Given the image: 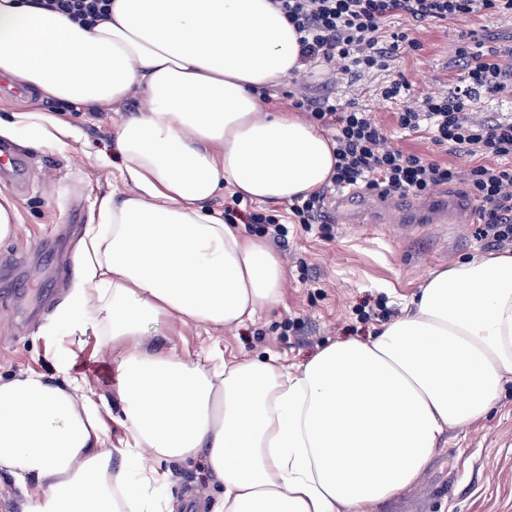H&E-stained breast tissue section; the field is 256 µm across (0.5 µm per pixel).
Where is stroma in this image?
<instances>
[{
  "label": "stroma",
  "instance_id": "stroma-1",
  "mask_svg": "<svg viewBox=\"0 0 512 512\" xmlns=\"http://www.w3.org/2000/svg\"><path fill=\"white\" fill-rule=\"evenodd\" d=\"M476 31L492 37L512 33V18L437 22L414 36L422 50L402 54L388 71L365 72L331 91L338 103L356 102L382 124L392 146L432 156L451 165L465 159L427 136L400 130L398 103L385 100L380 86L406 80L416 96L448 90V60L459 34ZM147 101L133 90L116 107L79 108L42 98L31 89L14 94L0 82V117L20 110L54 112L78 126L80 136L63 148L22 146L29 158L25 186L0 180V195L19 214L15 234L0 242V378L23 372L51 373L57 360L71 359L99 395L111 396L117 382L114 357L103 355L96 337L72 345L52 317L69 292L73 256L79 244L71 226L86 228L98 201L125 191L117 171L116 128ZM288 244L279 255L288 277L279 304L259 311L242 325L205 331L169 321L165 333L185 355L265 358L302 363L329 341L368 338L379 324L357 323L354 312L385 298L402 309L433 270L487 255L473 224L443 230L429 225L415 234L386 224H338L328 221L288 227ZM176 486L173 506L213 501L220 484L195 460L172 463ZM375 512H512V383L500 406L466 430L446 433L422 477L410 488L376 506Z\"/></svg>",
  "mask_w": 512,
  "mask_h": 512
}]
</instances>
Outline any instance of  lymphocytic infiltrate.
<instances>
[{
	"instance_id": "lymphocytic-infiltrate-1",
	"label": "lymphocytic infiltrate",
	"mask_w": 512,
	"mask_h": 512,
	"mask_svg": "<svg viewBox=\"0 0 512 512\" xmlns=\"http://www.w3.org/2000/svg\"><path fill=\"white\" fill-rule=\"evenodd\" d=\"M112 0H37L47 11L93 27L110 20ZM299 35V60L324 69L326 82L339 83L360 70H384L401 46L421 50L412 29L437 21L512 17V0H271ZM408 22L391 31L387 22ZM450 91L403 105L396 123L427 133L432 142L466 157L452 166L389 144L387 131L355 104L301 93L292 102L323 127L336 129V164L331 188L364 187L382 194L424 196L435 187L464 184L480 203L478 235L489 247H512V117L490 112L475 117L478 96L512 92V46L498 48L460 36L448 61Z\"/></svg>"
}]
</instances>
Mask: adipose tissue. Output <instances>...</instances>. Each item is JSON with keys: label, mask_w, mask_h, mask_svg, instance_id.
I'll use <instances>...</instances> for the list:
<instances>
[{"label": "adipose tissue", "mask_w": 512, "mask_h": 512, "mask_svg": "<svg viewBox=\"0 0 512 512\" xmlns=\"http://www.w3.org/2000/svg\"><path fill=\"white\" fill-rule=\"evenodd\" d=\"M300 68L298 35L270 0H112L88 28L34 0H0V77L84 107L150 99L116 132L129 192L99 202L54 314L119 356L131 439L107 428L84 379L0 380V475L21 512H171L159 463L202 459L224 487L213 512H373L413 485L446 433L471 427L512 382V251L432 271L377 335L308 361L183 356L162 327L243 324L279 303L287 269L262 239L205 205L224 186L258 202L318 191L336 159L322 132L257 91ZM41 111L0 138L67 146Z\"/></svg>", "instance_id": "adipose-tissue-1"}]
</instances>
